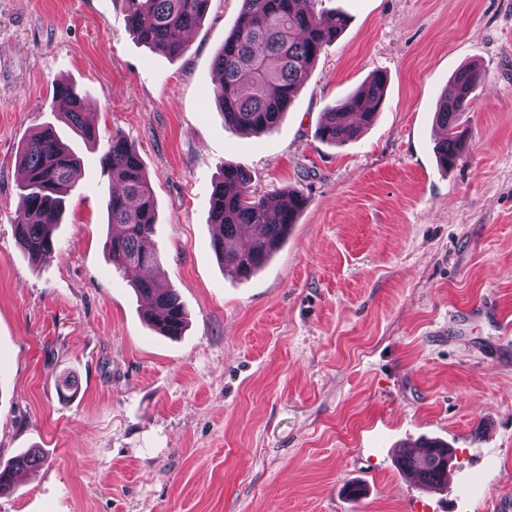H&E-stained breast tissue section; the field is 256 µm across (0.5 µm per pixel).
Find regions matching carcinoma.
I'll return each mask as SVG.
<instances>
[{
	"label": "carcinoma",
	"mask_w": 512,
	"mask_h": 512,
	"mask_svg": "<svg viewBox=\"0 0 512 512\" xmlns=\"http://www.w3.org/2000/svg\"><path fill=\"white\" fill-rule=\"evenodd\" d=\"M122 2L128 29L137 40L170 56L188 49L187 31L202 22L211 4V0ZM317 2L241 0L237 24L224 38L214 61V95L224 124L253 134L278 127L315 61L348 24L344 14L320 10ZM479 79L476 68L459 69L452 79L453 95L443 96L438 103L436 122L443 137L437 143L436 154L445 167L462 149L457 120L467 110ZM386 85L384 73L373 74L359 90L323 113L317 138L334 145L356 139L361 128L377 118ZM56 96L68 102L64 116L72 132L85 140L95 139V129L86 122L82 97L75 89L60 84ZM17 163L21 201L13 219L14 232L30 262L38 264L56 250L53 229L66 208V197L80 166L50 124L27 138ZM101 163L112 183L120 187L105 200L108 223L121 229L105 242L112 266L126 270L158 265L160 256L152 247L158 220L156 204L139 155L117 132L108 142ZM250 181L244 167L223 165L215 184L217 198L210 203V222L219 231L213 238V248L224 271L240 280L249 279L270 260L307 203L298 189L277 197L256 196L250 190ZM135 287L148 304V319L157 333L181 335L186 317L175 289L153 279L138 280ZM419 447L423 449L419 455L403 447L396 457L397 467L402 472H416L429 490L444 488L450 447L432 438L423 439ZM37 462L36 455L25 453L0 466V491L12 487L15 475Z\"/></svg>",
	"instance_id": "carcinoma-1"
}]
</instances>
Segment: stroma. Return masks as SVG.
Returning <instances> with one entry per match:
<instances>
[{"mask_svg": "<svg viewBox=\"0 0 512 512\" xmlns=\"http://www.w3.org/2000/svg\"><path fill=\"white\" fill-rule=\"evenodd\" d=\"M241 0H212L171 57L140 44L122 0H0V462L40 449L0 512H489L512 500V0H322L346 14L278 128L225 126L213 61ZM483 81L442 166L435 112L453 75ZM377 120L342 146L327 108L375 72ZM84 98L93 142L54 106ZM52 124L81 172L32 265L12 228L17 155ZM153 189L160 263L188 323L158 335L104 249L112 133ZM263 196L308 203L251 279L224 273L210 195L223 164ZM446 441L458 499L394 455Z\"/></svg>", "mask_w": 512, "mask_h": 512, "instance_id": "obj_1", "label": "stroma"}]
</instances>
